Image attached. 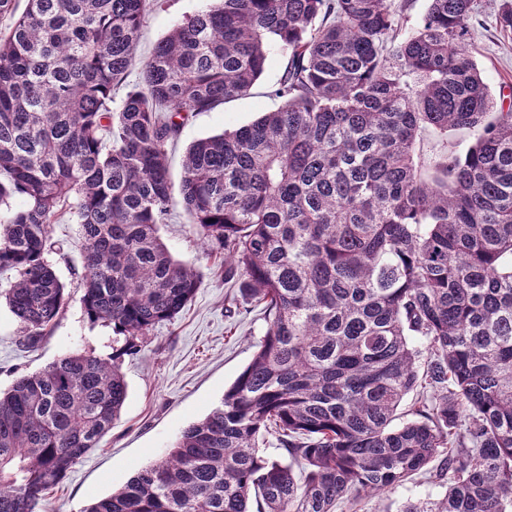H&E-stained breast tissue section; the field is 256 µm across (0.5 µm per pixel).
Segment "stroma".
<instances>
[{
	"label": "stroma",
	"mask_w": 512,
	"mask_h": 512,
	"mask_svg": "<svg viewBox=\"0 0 512 512\" xmlns=\"http://www.w3.org/2000/svg\"><path fill=\"white\" fill-rule=\"evenodd\" d=\"M479 14L469 45L492 95L512 92V39L496 30L498 6L477 0ZM205 0H159L145 17L128 77L136 83L154 45L177 23L197 13ZM288 55L273 49L270 62L249 95L207 112L189 114L169 152L172 179H179L187 147L195 140L234 130L278 108L272 90ZM160 236L173 257L199 272L201 283L187 307L157 326L138 354L123 356L120 367L128 396L119 419L47 493L41 512H85L92 503L122 488L134 475L164 457L179 433L219 405L225 390L248 364L268 321L264 309L245 301L239 284L224 278V252L205 245L181 201H174ZM48 254L67 287L68 300L48 335L36 349L19 344V325L0 305V390H8L23 374L38 371L63 354L81 350L108 359L123 340L111 326L90 324L81 307L78 282L82 261L77 226L60 213L51 226Z\"/></svg>",
	"instance_id": "obj_1"
}]
</instances>
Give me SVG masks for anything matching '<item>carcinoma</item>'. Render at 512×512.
<instances>
[{
	"mask_svg": "<svg viewBox=\"0 0 512 512\" xmlns=\"http://www.w3.org/2000/svg\"><path fill=\"white\" fill-rule=\"evenodd\" d=\"M153 2L0 0V297L37 345L67 209L84 316L123 337L0 392V512H39L118 419L121 356L194 297L158 235L176 193L269 325L220 405L86 512H359L419 478L444 493L400 512H512V110L468 48L476 0H428L408 33L411 0H207L114 107ZM273 46L281 106L192 143L173 184L184 115L248 94ZM427 129L474 140L426 176Z\"/></svg>",
	"mask_w": 512,
	"mask_h": 512,
	"instance_id": "obj_1",
	"label": "carcinoma"
}]
</instances>
